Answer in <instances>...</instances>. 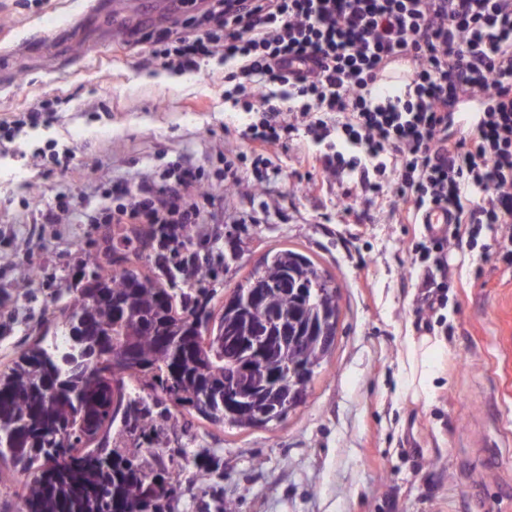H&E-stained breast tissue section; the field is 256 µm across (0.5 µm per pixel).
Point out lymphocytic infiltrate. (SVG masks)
I'll return each mask as SVG.
<instances>
[{
	"label": "lymphocytic infiltrate",
	"instance_id": "1",
	"mask_svg": "<svg viewBox=\"0 0 512 512\" xmlns=\"http://www.w3.org/2000/svg\"><path fill=\"white\" fill-rule=\"evenodd\" d=\"M168 68L196 72L217 58L224 100L258 113L243 135L263 156L295 131L363 147L312 156L324 172L393 169L389 186L412 217L453 212L455 230L437 248L462 247L485 225L512 247V0H212L160 34ZM413 63L410 80L381 89L389 57ZM477 107L473 134L451 139L452 109ZM168 185L114 187L107 224H199L202 187L190 165L173 163Z\"/></svg>",
	"mask_w": 512,
	"mask_h": 512
}]
</instances>
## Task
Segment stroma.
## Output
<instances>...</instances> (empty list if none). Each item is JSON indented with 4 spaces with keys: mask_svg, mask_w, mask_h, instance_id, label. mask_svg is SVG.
Listing matches in <instances>:
<instances>
[{
    "mask_svg": "<svg viewBox=\"0 0 512 512\" xmlns=\"http://www.w3.org/2000/svg\"><path fill=\"white\" fill-rule=\"evenodd\" d=\"M0 0V117L52 102L50 122L0 138V374L62 328V310L111 254L123 227L89 220L116 206L115 185L160 180L185 159L205 178L194 253L210 264L209 308L272 249L310 255L340 286V328L306 401L261 429L220 428L187 407L186 429L162 435L180 489L173 512H512V261L493 231L437 267L389 195L355 177L310 171L303 132L256 166L249 114L224 102V67L163 65L153 42L183 19L180 0ZM71 148V169L51 162ZM246 177L224 187V162ZM356 206L345 213L343 202ZM38 271L19 286L21 266ZM438 333L429 398L399 394L402 342ZM213 477L196 481L200 468Z\"/></svg>",
    "mask_w": 512,
    "mask_h": 512,
    "instance_id": "stroma-1",
    "label": "stroma"
}]
</instances>
